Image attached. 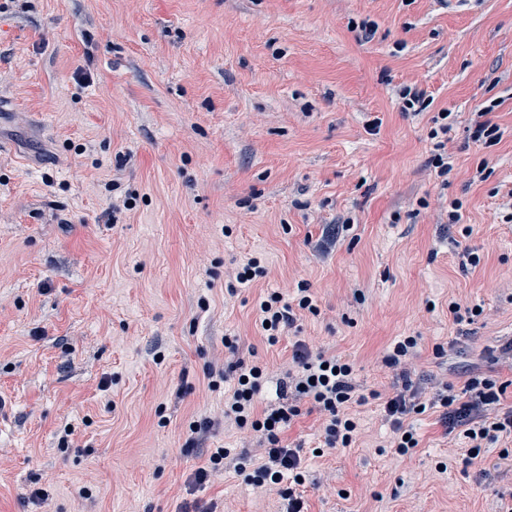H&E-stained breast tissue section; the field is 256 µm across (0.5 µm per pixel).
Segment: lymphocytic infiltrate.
<instances>
[{
    "label": "lymphocytic infiltrate",
    "mask_w": 512,
    "mask_h": 512,
    "mask_svg": "<svg viewBox=\"0 0 512 512\" xmlns=\"http://www.w3.org/2000/svg\"><path fill=\"white\" fill-rule=\"evenodd\" d=\"M301 310L313 314L318 311L304 282L299 283L295 299H288L278 291L259 297L256 311L262 324L260 332L269 345H276L295 326ZM416 346V337H404L382 359L397 380L384 411L395 435V448L401 454L418 445L405 425L407 416L424 410L409 368V358ZM237 350V338L225 337L224 351L228 358L224 363L212 364L206 377L212 388L231 382L232 387L224 397V423L253 433L259 446L251 451L213 449L208 466L198 468L196 478L203 481L210 472L220 470L242 474L250 485L276 492L287 500V512H304L303 498L296 491L305 481L302 458L299 448L287 442L285 433L309 410L317 413L322 421L326 448L349 447L359 429L356 419L345 412L348 404L360 399L353 383L354 367L325 351L295 343L291 363L280 383V402L262 408L258 397L267 379L266 368L236 359ZM505 391V385L483 372L473 373L459 391L447 381L437 380L436 396L444 409L442 425L446 432L460 431L468 440V458L479 455L483 441L494 440L497 433L512 431V406L502 401Z\"/></svg>",
    "instance_id": "lymphocytic-infiltrate-1"
}]
</instances>
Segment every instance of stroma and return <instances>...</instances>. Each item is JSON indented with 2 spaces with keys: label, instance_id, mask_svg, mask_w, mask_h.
<instances>
[{
  "label": "stroma",
  "instance_id": "stroma-1",
  "mask_svg": "<svg viewBox=\"0 0 512 512\" xmlns=\"http://www.w3.org/2000/svg\"><path fill=\"white\" fill-rule=\"evenodd\" d=\"M485 108L493 146L469 136ZM511 197L512 0H0V512H281L234 473L195 480L257 445L207 387L228 334L267 402L296 341L354 366L350 447L314 456V414L287 431L308 512H512V433L467 458L432 383L479 366L512 404ZM301 282L319 315L268 346L259 296ZM405 336L426 410L402 456L381 359Z\"/></svg>",
  "mask_w": 512,
  "mask_h": 512
}]
</instances>
